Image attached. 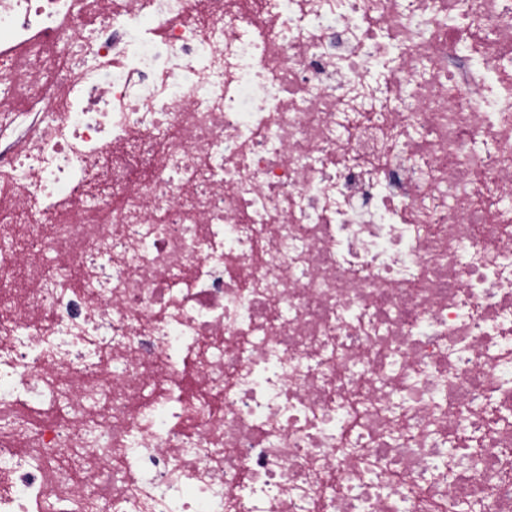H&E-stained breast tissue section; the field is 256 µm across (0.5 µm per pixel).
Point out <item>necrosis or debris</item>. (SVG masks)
Here are the masks:
<instances>
[{
    "instance_id": "necrosis-or-debris-1",
    "label": "necrosis or debris",
    "mask_w": 512,
    "mask_h": 512,
    "mask_svg": "<svg viewBox=\"0 0 512 512\" xmlns=\"http://www.w3.org/2000/svg\"><path fill=\"white\" fill-rule=\"evenodd\" d=\"M512 512V0H0V512Z\"/></svg>"
}]
</instances>
